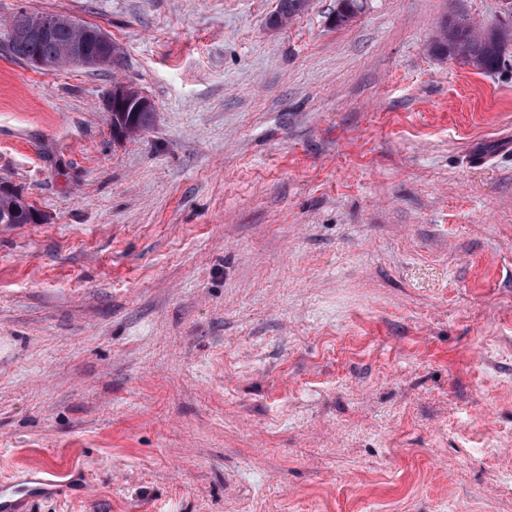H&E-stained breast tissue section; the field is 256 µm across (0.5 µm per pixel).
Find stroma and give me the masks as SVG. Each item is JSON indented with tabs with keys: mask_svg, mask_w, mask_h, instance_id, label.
Wrapping results in <instances>:
<instances>
[{
	"mask_svg": "<svg viewBox=\"0 0 512 512\" xmlns=\"http://www.w3.org/2000/svg\"><path fill=\"white\" fill-rule=\"evenodd\" d=\"M503 0H0V460L30 512H512V66L433 55ZM106 30L39 70L10 18ZM154 122L112 136L116 82ZM30 216L18 198L9 192H0V224H29ZM34 474L27 480L31 485L20 484L14 474L0 481V511L26 512L29 501L33 498H51L74 491L78 481V471L73 468L59 470L54 467L16 466Z\"/></svg>",
	"mask_w": 512,
	"mask_h": 512,
	"instance_id": "stroma-1",
	"label": "stroma"
}]
</instances>
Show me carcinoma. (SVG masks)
I'll return each instance as SVG.
<instances>
[{"instance_id":"carcinoma-1","label":"carcinoma","mask_w":512,"mask_h":512,"mask_svg":"<svg viewBox=\"0 0 512 512\" xmlns=\"http://www.w3.org/2000/svg\"><path fill=\"white\" fill-rule=\"evenodd\" d=\"M307 6L303 0H279L275 23L300 14ZM76 36L66 25L55 28L53 34L42 39L8 38L10 54L25 62L37 54L45 58H55L65 45ZM429 49L432 54L448 59L460 60L477 70L491 72L500 69L512 57V44L488 42L482 30L454 19H445L440 33ZM154 107H145L139 112L112 113V133L117 139H128L148 129L154 120ZM30 216L18 198L9 192H0V224H27Z\"/></svg>"}]
</instances>
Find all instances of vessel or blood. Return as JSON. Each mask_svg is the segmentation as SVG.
Returning a JSON list of instances; mask_svg holds the SVG:
<instances>
[{"label":"vessel or blood","mask_w":512,"mask_h":512,"mask_svg":"<svg viewBox=\"0 0 512 512\" xmlns=\"http://www.w3.org/2000/svg\"><path fill=\"white\" fill-rule=\"evenodd\" d=\"M76 469L35 467L27 483L15 477L0 480V512H26L31 499L51 498L73 490L77 480Z\"/></svg>","instance_id":"vessel-or-blood-1"}]
</instances>
